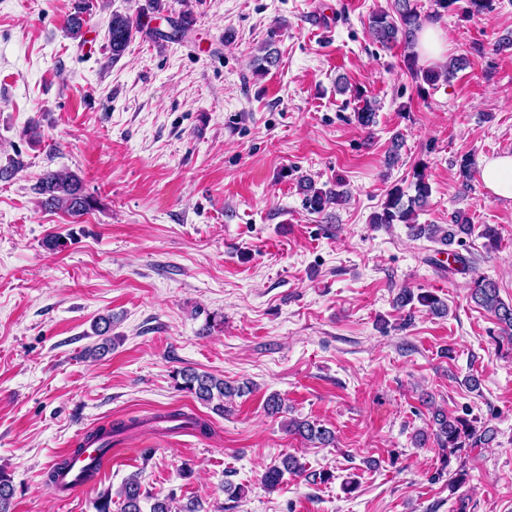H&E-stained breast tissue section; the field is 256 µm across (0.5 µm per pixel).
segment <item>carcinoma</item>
Returning <instances> with one entry per match:
<instances>
[{"label": "carcinoma", "instance_id": "1", "mask_svg": "<svg viewBox=\"0 0 512 512\" xmlns=\"http://www.w3.org/2000/svg\"><path fill=\"white\" fill-rule=\"evenodd\" d=\"M94 8V0H74L73 12L67 19V33L72 38L83 36V29ZM167 19L171 33L164 34L150 27L154 19ZM424 24L421 13L414 7L412 0H394V13L377 12L369 18V32L381 45L387 47L401 42L406 48L405 65L409 72L429 86L439 82H448L456 73L466 66L465 57L451 59L447 64L433 69L417 68L418 55L414 52L417 33ZM194 25L192 12L182 11L175 19L168 15V7L164 0H148L145 7L137 10L135 15L112 14L109 23V48L112 58L123 55L135 34H146L158 40L174 39L186 36ZM414 194H408L404 188L395 185L389 189L380 210L372 213L370 223L391 225L403 223L407 225L410 235L419 240L425 238L444 247L462 244L463 237L472 235L474 225L470 220L457 213L450 218L448 224H417V212L428 203L432 188L429 184L425 168L414 171L412 183ZM35 190L41 195L40 206L47 211H60L73 218H80L96 208V199L86 192L83 179L73 171H48L38 180ZM304 205L309 212L323 213L330 205L345 198V192L334 189L323 190L308 181L302 185ZM470 298L480 308L492 314L498 325L500 335L512 341V305L502 301L496 284L485 278L471 281ZM413 302L424 307L433 315L447 313V306L430 292L414 294L404 288L397 297V304L405 307ZM183 383L181 389L193 395L199 402L211 407L216 414H224V399L245 393L242 386H231L224 380L211 375L184 372L181 374ZM136 425L118 423L109 427H99L84 437L79 447L91 441L99 442L98 449L106 450L111 447L110 437L129 426ZM433 436L439 448L445 452L443 466H448V454L456 453L464 448H481L495 440V431L490 427H477L471 421L458 416H452L446 411L437 409L432 413ZM291 432L311 443L325 446L332 442V432L327 428L307 420L295 419L287 422ZM300 475L303 467L292 455H284L281 462L268 467L261 477L263 487L268 490L276 489L283 481L285 474ZM15 488L11 476L0 469V512H11ZM121 501V512H200L198 500H189L177 504L176 496L169 494L164 498H154L149 510H143L144 493L141 489L139 474L128 477L117 492Z\"/></svg>", "mask_w": 512, "mask_h": 512}]
</instances>
